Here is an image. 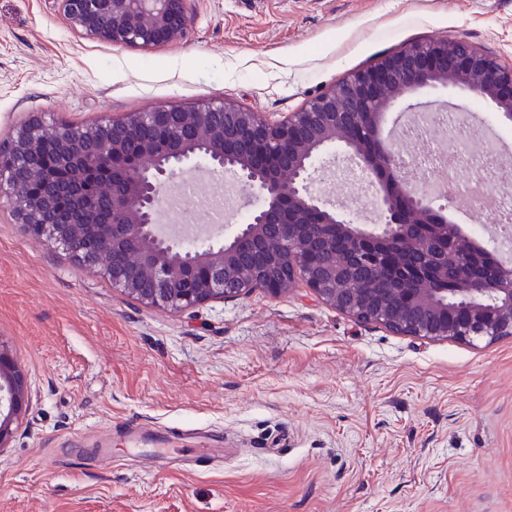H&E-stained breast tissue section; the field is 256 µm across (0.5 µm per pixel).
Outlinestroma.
<instances>
[{"label": "stroma", "mask_w": 512, "mask_h": 512, "mask_svg": "<svg viewBox=\"0 0 512 512\" xmlns=\"http://www.w3.org/2000/svg\"><path fill=\"white\" fill-rule=\"evenodd\" d=\"M187 38L144 50L74 30L58 0H0V147L32 116L85 125L228 99L279 119L402 46L467 36L512 60V0H187ZM474 130L489 190L512 184V124L452 89L398 103L383 136L417 187L441 181L440 130ZM320 186L360 224L374 190L343 153ZM194 239L256 201L235 175L185 167ZM0 340L28 411L0 454V512H512V335L475 344L394 333L304 283L178 314L140 304L18 224L0 194ZM140 447L100 456L112 429ZM197 448L217 454L198 465Z\"/></svg>", "instance_id": "35a3bbf8"}]
</instances>
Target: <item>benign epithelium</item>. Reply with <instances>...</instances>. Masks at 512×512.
Masks as SVG:
<instances>
[{"mask_svg": "<svg viewBox=\"0 0 512 512\" xmlns=\"http://www.w3.org/2000/svg\"><path fill=\"white\" fill-rule=\"evenodd\" d=\"M70 23L113 45L152 49L190 27L186 0H58ZM452 87L512 123V62L464 37L410 43L272 120L232 102L128 112L83 127L23 125L0 149V191L36 239L59 245L130 298L179 313L261 288L273 296L301 280L325 304L401 335L468 343L512 335V260L486 273L448 278L452 247L471 237L403 176L383 145L393 105L422 88ZM69 177L30 165L47 142ZM343 149L375 187L380 223L356 225L314 186L331 176L328 153ZM239 177L258 206L221 244H187L159 230L165 190L186 163ZM67 197L73 207L62 209ZM345 240L336 252V239ZM401 252L422 259L420 287L355 280ZM25 377L0 340V454L28 410Z\"/></svg>", "mask_w": 512, "mask_h": 512, "instance_id": "obj_1", "label": "benign epithelium"}]
</instances>
